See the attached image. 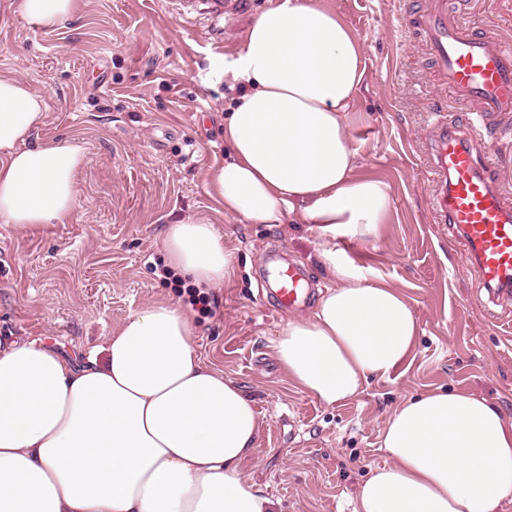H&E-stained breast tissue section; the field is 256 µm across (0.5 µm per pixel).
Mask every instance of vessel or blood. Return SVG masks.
<instances>
[{
    "instance_id": "1",
    "label": "vessel or blood",
    "mask_w": 512,
    "mask_h": 512,
    "mask_svg": "<svg viewBox=\"0 0 512 512\" xmlns=\"http://www.w3.org/2000/svg\"><path fill=\"white\" fill-rule=\"evenodd\" d=\"M427 48L428 58L458 112L438 120L432 147L438 189L433 205L452 238L465 246L468 265L488 303L512 297V200L500 189L483 154L485 135L512 133V46L492 25L475 27L448 0H427L399 17ZM278 306L306 301L305 280L292 267L278 273Z\"/></svg>"
}]
</instances>
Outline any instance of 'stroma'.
<instances>
[{"instance_id": "1", "label": "stroma", "mask_w": 512, "mask_h": 512, "mask_svg": "<svg viewBox=\"0 0 512 512\" xmlns=\"http://www.w3.org/2000/svg\"><path fill=\"white\" fill-rule=\"evenodd\" d=\"M0 0V76L46 100L31 141L77 140L88 162L76 174L67 223L0 224V346L40 340L77 360L102 346L133 311L174 299L198 325L202 362L235 381L263 422L244 474L276 512H354L359 485L388 464L381 436L404 401L465 390L512 416V301L495 308L460 243L432 207L435 101H450L421 43L397 22L411 0H322L358 40L365 78L349 129L357 172L386 182L393 202L378 241L353 242L368 274L402 289L419 323L407 364L370 379L333 406L302 393L271 341L314 302L281 310L268 291L277 251L313 286L327 282L307 225L250 224L224 214L207 172L224 160L223 118L234 97L216 64L232 54L270 0H240L213 20L177 0H78L55 30L37 28ZM468 16L512 44V0H469ZM216 226L236 261L219 289L198 288L168 267L166 225Z\"/></svg>"}]
</instances>
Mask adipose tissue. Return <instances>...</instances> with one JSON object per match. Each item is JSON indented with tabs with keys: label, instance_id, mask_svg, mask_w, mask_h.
Masks as SVG:
<instances>
[{
	"label": "adipose tissue",
	"instance_id": "obj_1",
	"mask_svg": "<svg viewBox=\"0 0 512 512\" xmlns=\"http://www.w3.org/2000/svg\"><path fill=\"white\" fill-rule=\"evenodd\" d=\"M52 30L77 0H18ZM365 68L335 11L274 0L224 63L240 87L224 116L228 156L208 172L225 215L309 225L331 281L311 317L288 322L272 351L302 392L328 406L405 365L419 334L407 297L369 279L337 238L379 239L388 185L356 175L350 109ZM46 101L0 76V223L64 224L87 162L65 138L31 144ZM168 266L205 288L235 271L215 225H167ZM193 316L173 300L130 314L101 352L78 363L39 340L0 348V512H275L244 476L262 422L251 399L200 359ZM389 464L359 486L354 512H499L512 496V418L465 391H429L384 427Z\"/></svg>",
	"mask_w": 512,
	"mask_h": 512
}]
</instances>
